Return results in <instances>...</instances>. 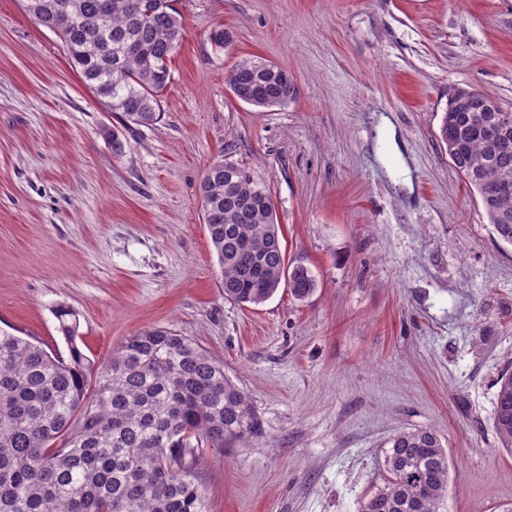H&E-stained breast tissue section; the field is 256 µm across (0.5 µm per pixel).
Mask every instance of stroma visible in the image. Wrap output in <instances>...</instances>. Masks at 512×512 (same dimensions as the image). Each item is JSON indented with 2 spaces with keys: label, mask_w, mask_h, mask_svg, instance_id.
I'll list each match as a JSON object with an SVG mask.
<instances>
[{
  "label": "stroma",
  "mask_w": 512,
  "mask_h": 512,
  "mask_svg": "<svg viewBox=\"0 0 512 512\" xmlns=\"http://www.w3.org/2000/svg\"><path fill=\"white\" fill-rule=\"evenodd\" d=\"M187 28L162 118L119 131L62 41L0 0V329L53 353L71 308L92 363L168 327L223 363L265 435L197 464L209 512H358L384 441L433 428L447 512L512 503L493 427L512 368V246L439 138L448 94L512 111V0H172ZM233 41L216 48L213 25ZM259 57L299 94L265 112L224 76ZM410 169L400 186L381 118ZM225 157L268 187L288 258L317 280L225 300L199 193Z\"/></svg>",
  "instance_id": "stroma-1"
}]
</instances>
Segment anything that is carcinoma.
I'll return each mask as SVG.
<instances>
[{
    "mask_svg": "<svg viewBox=\"0 0 512 512\" xmlns=\"http://www.w3.org/2000/svg\"><path fill=\"white\" fill-rule=\"evenodd\" d=\"M64 43L98 102L125 128L161 118L160 97L187 35L170 7L144 0H23ZM236 98L260 110L298 95L288 68L245 58L225 76ZM467 87L448 95L439 137L479 195L497 238L512 245V112ZM203 220L221 268L224 298L259 305L288 288L316 289L288 261L270 194L253 172L224 158L200 181ZM56 317L68 355L0 333V512H208L194 461L207 446L242 448L264 427L246 393L191 339L169 328L127 337L94 366L76 342L77 320ZM494 427L512 453V371L497 381ZM383 486L359 512H445L448 452L433 428L401 430L384 444Z\"/></svg>",
    "mask_w": 512,
    "mask_h": 512,
    "instance_id": "cac0c4a2",
    "label": "carcinoma"
}]
</instances>
